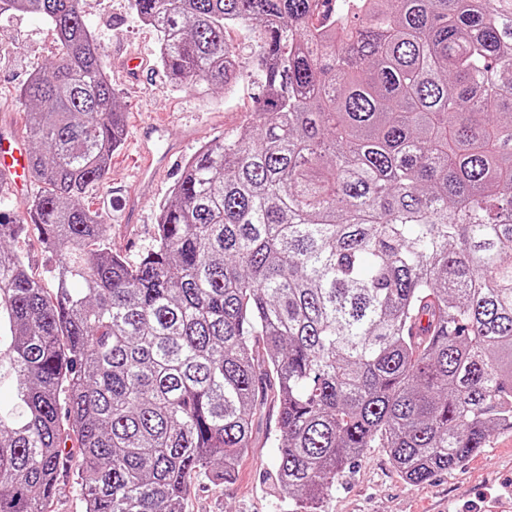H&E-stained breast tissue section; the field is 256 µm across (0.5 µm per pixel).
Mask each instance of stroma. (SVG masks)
Segmentation results:
<instances>
[{
  "mask_svg": "<svg viewBox=\"0 0 512 512\" xmlns=\"http://www.w3.org/2000/svg\"><path fill=\"white\" fill-rule=\"evenodd\" d=\"M79 8L103 36L104 64L110 65L113 55L123 49L135 52L147 63L138 81L114 69L109 72L125 112L127 139L113 154L112 165L98 189L85 199L86 206L108 224L112 250L134 262L153 246L159 212L175 183L174 178L164 179L154 200L136 215H128L127 190L132 184L128 139L136 124L165 115L172 118L175 127H191L193 137L183 151L187 158L205 143L244 124L258 94L251 77L257 39L248 29L230 30L240 59L234 91L229 96L220 89L202 94L191 84L172 85L158 63V32L134 15L129 0H80ZM57 51L53 33L42 18L18 14L0 22V125L27 136L19 89L30 73ZM38 190V185H31L23 196H9L8 204L13 219L27 225L16 247L31 273L51 294L56 288L52 277L55 256L43 244L36 227L29 225L27 216V207ZM258 396L264 401L263 413L254 422L252 446L235 478L224 483L193 481L184 495L182 512H293L294 502L283 498L273 478L280 455L277 404L269 387L259 386ZM82 464L78 441L68 439L49 512H86L77 485ZM503 497H512L511 431L494 433L480 453L420 485L401 476L387 449H367L364 457L337 480L321 512H486L487 505Z\"/></svg>",
  "mask_w": 512,
  "mask_h": 512,
  "instance_id": "obj_1",
  "label": "stroma"
}]
</instances>
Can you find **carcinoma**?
<instances>
[{
  "mask_svg": "<svg viewBox=\"0 0 512 512\" xmlns=\"http://www.w3.org/2000/svg\"><path fill=\"white\" fill-rule=\"evenodd\" d=\"M130 2L176 86L231 91L227 31L258 27L259 94L132 264L81 202L123 107L79 0H0L60 46L20 90L54 296L0 219V512H47L72 433L87 512H181L236 472L261 381L303 512L368 448L424 484L512 430V0Z\"/></svg>",
  "mask_w": 512,
  "mask_h": 512,
  "instance_id": "carcinoma-1",
  "label": "carcinoma"
}]
</instances>
